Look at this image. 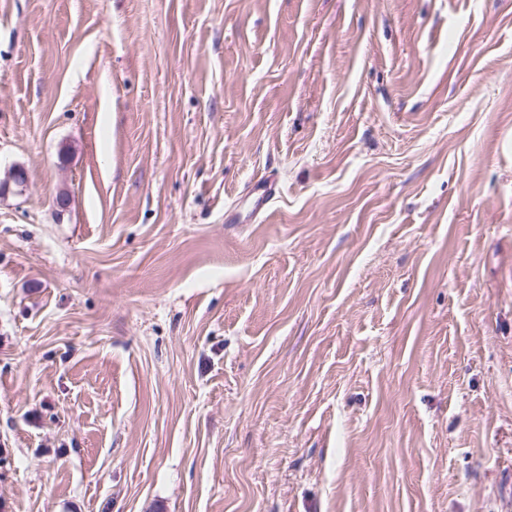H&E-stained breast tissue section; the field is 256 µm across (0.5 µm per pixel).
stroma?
I'll list each match as a JSON object with an SVG mask.
<instances>
[{"label":"stroma","instance_id":"1","mask_svg":"<svg viewBox=\"0 0 512 512\" xmlns=\"http://www.w3.org/2000/svg\"><path fill=\"white\" fill-rule=\"evenodd\" d=\"M14 166L0 512H512V0H0ZM278 192L275 176L263 175L257 179L248 189L252 195V215H261L268 210Z\"/></svg>","mask_w":512,"mask_h":512}]
</instances>
